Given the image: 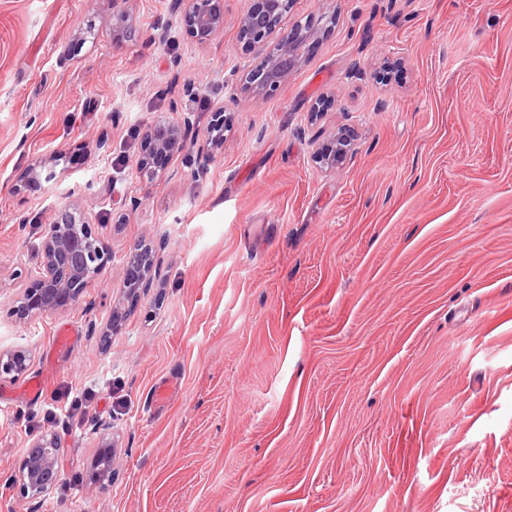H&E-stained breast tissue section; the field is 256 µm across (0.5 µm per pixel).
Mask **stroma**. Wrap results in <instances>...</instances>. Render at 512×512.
<instances>
[{"label":"stroma","instance_id":"35a3bbf8","mask_svg":"<svg viewBox=\"0 0 512 512\" xmlns=\"http://www.w3.org/2000/svg\"><path fill=\"white\" fill-rule=\"evenodd\" d=\"M249 5L201 44L176 0H0V351L29 356L0 380V512H512V0H292L269 45L313 36L263 93ZM184 111L143 176L145 134ZM63 208L109 261L20 318ZM139 245L152 280L107 333ZM87 391L63 432L52 406ZM49 433L62 477L32 499ZM350 142L347 136H334L317 149L316 159L323 167L332 168L347 155ZM58 450L57 441L48 435L37 439L27 450L22 465L24 495L43 497L59 482Z\"/></svg>","mask_w":512,"mask_h":512}]
</instances>
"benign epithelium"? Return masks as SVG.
<instances>
[{
	"label": "benign epithelium",
	"instance_id": "1",
	"mask_svg": "<svg viewBox=\"0 0 512 512\" xmlns=\"http://www.w3.org/2000/svg\"><path fill=\"white\" fill-rule=\"evenodd\" d=\"M292 0H252L243 15L238 39L247 50L264 45L273 27L288 14ZM183 22L188 35L200 43L212 40L224 29V0H181ZM307 32L294 29L284 35L264 68L251 75L259 90L280 85L301 64ZM184 147L181 127L158 124L145 135L137 161L144 175H153L158 159L172 155ZM350 138L333 137L316 151V159L327 168L334 167L348 153ZM107 259L96 246V234L88 222L64 208L59 210L44 232L43 263L32 287L24 290L16 313L22 318L57 310L78 299ZM151 274L148 249L128 258L122 267L121 288L127 302H138ZM24 351L0 353V378L15 376L27 368ZM58 443L44 435L27 450L22 465L24 495L40 498L60 480L57 467Z\"/></svg>",
	"mask_w": 512,
	"mask_h": 512
}]
</instances>
